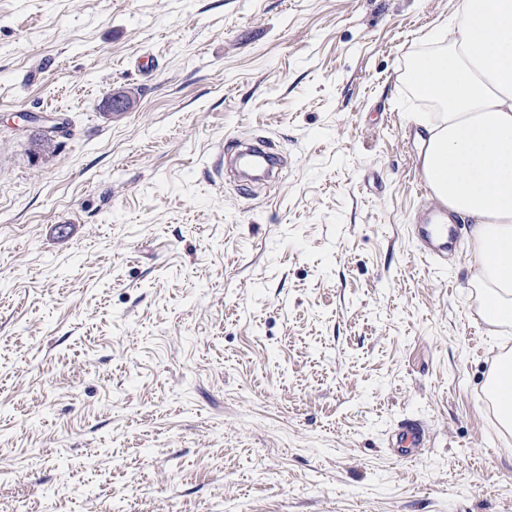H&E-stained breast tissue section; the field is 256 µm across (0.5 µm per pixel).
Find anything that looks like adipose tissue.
<instances>
[{
    "label": "adipose tissue",
    "instance_id": "ef3b65f1",
    "mask_svg": "<svg viewBox=\"0 0 512 512\" xmlns=\"http://www.w3.org/2000/svg\"><path fill=\"white\" fill-rule=\"evenodd\" d=\"M434 49L412 61L413 89L431 102L419 165L435 204L471 226V285L492 335L512 331V0H459ZM512 430V352L487 379Z\"/></svg>",
    "mask_w": 512,
    "mask_h": 512
}]
</instances>
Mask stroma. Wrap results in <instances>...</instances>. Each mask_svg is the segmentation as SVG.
<instances>
[{
	"label": "stroma",
	"instance_id": "1",
	"mask_svg": "<svg viewBox=\"0 0 512 512\" xmlns=\"http://www.w3.org/2000/svg\"><path fill=\"white\" fill-rule=\"evenodd\" d=\"M457 4L0 0V512H512L504 339L416 219ZM258 137L264 188L218 152ZM487 397L500 409V423L512 430V352L506 349L487 379ZM424 438V430L415 422H407L399 436L398 452L404 456H412Z\"/></svg>",
	"mask_w": 512,
	"mask_h": 512
}]
</instances>
